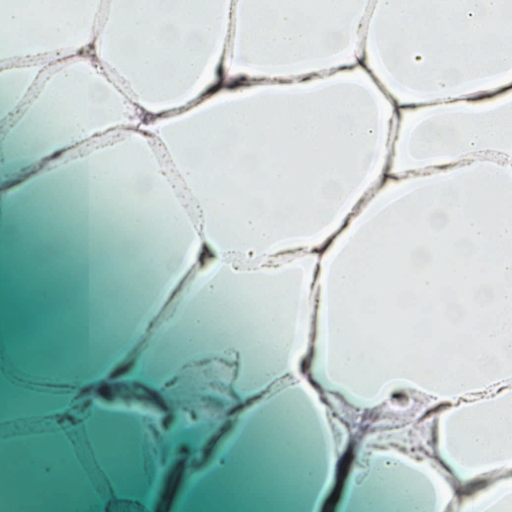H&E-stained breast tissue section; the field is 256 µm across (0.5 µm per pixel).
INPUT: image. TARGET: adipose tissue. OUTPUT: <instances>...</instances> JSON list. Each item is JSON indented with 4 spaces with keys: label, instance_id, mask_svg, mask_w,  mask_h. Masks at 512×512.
I'll use <instances>...</instances> for the list:
<instances>
[{
    "label": "adipose tissue",
    "instance_id": "ef3b65f1",
    "mask_svg": "<svg viewBox=\"0 0 512 512\" xmlns=\"http://www.w3.org/2000/svg\"><path fill=\"white\" fill-rule=\"evenodd\" d=\"M0 272V503L512 512V0H0ZM0 288H16L13 300L0 308V338L7 332L22 343L28 336L36 333L48 336L53 331L51 318H34L28 310L27 295L36 285L12 283L0 277Z\"/></svg>",
    "mask_w": 512,
    "mask_h": 512
}]
</instances>
